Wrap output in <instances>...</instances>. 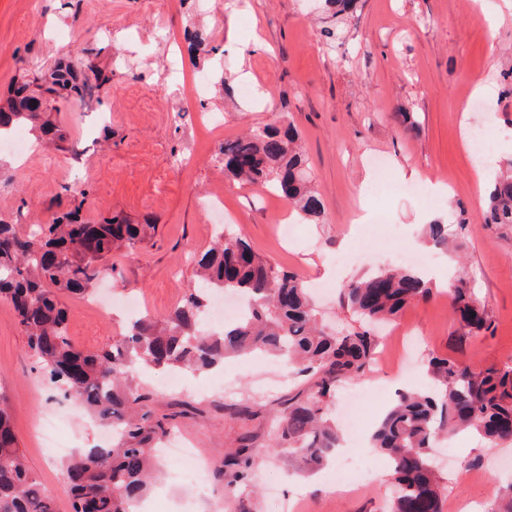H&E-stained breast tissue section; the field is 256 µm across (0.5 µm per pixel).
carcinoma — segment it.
<instances>
[{"label":"carcinoma","mask_w":512,"mask_h":512,"mask_svg":"<svg viewBox=\"0 0 512 512\" xmlns=\"http://www.w3.org/2000/svg\"><path fill=\"white\" fill-rule=\"evenodd\" d=\"M324 4L329 21L323 37L333 48L356 2ZM76 58L75 64L60 61L15 83L12 97L0 106V138L26 129L59 146L68 140L66 129L52 119L53 103L63 99L81 105L112 79V72L99 67L87 51L76 52ZM298 141L296 128L269 124L220 143L215 159L234 181L270 184L303 218L319 221L322 205ZM62 190L73 208L53 218L48 235L33 231L23 236L16 225L0 221V298L10 302L29 352L49 381L117 432L111 447L80 451L62 464L71 512H133L135 501L151 490L159 463L151 444L165 428L144 409L147 396L136 381L140 371L210 372L233 356H275L303 377L304 388L275 416L272 448H284L319 468L339 443L329 419L337 389L372 371L378 345L373 326L442 295L461 337L491 327L485 306L465 278L441 291L416 269L400 268L376 271L340 288L339 305L353 324L327 332L298 275L263 261L243 238L221 230L197 261L198 287L179 306L163 318L145 314L131 321L110 346L84 351L69 335L62 296L90 295L112 250L144 241L155 226L133 224L119 213L89 222L81 217L89 190ZM483 224L512 230V158L489 187ZM468 226L462 213L453 224L434 220L425 225V238L456 252ZM226 292L246 297L245 311L218 330L204 329L211 300ZM425 372L431 386L398 392L372 434L373 447L390 462V512H441L443 478L428 452L437 436L472 429L494 445L512 441V359L475 369L433 356ZM253 466L246 445L224 454V494L252 492ZM0 512H57L54 495L26 463L2 395Z\"/></svg>","instance_id":"cac0c4a2"}]
</instances>
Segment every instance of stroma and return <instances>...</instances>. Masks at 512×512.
Listing matches in <instances>:
<instances>
[{
    "instance_id": "35a3bbf8",
    "label": "stroma",
    "mask_w": 512,
    "mask_h": 512,
    "mask_svg": "<svg viewBox=\"0 0 512 512\" xmlns=\"http://www.w3.org/2000/svg\"><path fill=\"white\" fill-rule=\"evenodd\" d=\"M502 21L489 30L473 0H359L349 38L327 49L319 16L307 0H0V100L21 75L51 67L86 48L97 52L111 82L80 108L60 105L54 118L67 127L82 155L48 149L29 139L25 156L4 150L9 182L0 187V220L21 229L68 208L64 184L89 187L85 219L120 213L153 224L150 238L112 254L99 291L119 304L132 298L146 313L168 315L196 284L195 259L218 230L241 236L264 260L295 272L315 298L328 327L350 321L339 308L341 285L394 264L402 250L429 254L432 282L446 276L448 257L427 245L424 226L466 212L464 268L494 331L459 338L446 298L409 306L386 330V365L364 383L388 392L420 387L432 356L477 369L512 358V234L488 230L484 203L462 136L491 126L499 137L493 165L512 158V95L501 75L512 70V0H496ZM204 77L186 108L174 105L177 77ZM489 91L473 92L476 76ZM410 115L399 124L395 113ZM293 123L309 160L322 223L294 220L288 201L271 188L238 185L213 160L217 146L248 129ZM448 191L434 197L430 187ZM223 194L224 220L202 205ZM68 331L94 351L119 336L124 317H103L87 299L68 295ZM209 375L144 377L142 390L156 417L166 419L192 447L209 456L207 492L196 512L227 501L244 512H387L389 463L372 446L353 449L352 461L373 457L370 481L345 490L332 468L308 470L287 452L269 450L273 412L302 386L271 357L226 360ZM0 391L28 465L70 512L60 473L64 455L106 447L112 429L64 398L43 376L9 303L0 301ZM64 423L63 447L38 428ZM246 439L254 457V491L225 498L218 474L226 446ZM446 479L442 512L468 501L485 512L512 483V444L494 447L472 434L440 441L434 450Z\"/></svg>"
}]
</instances>
